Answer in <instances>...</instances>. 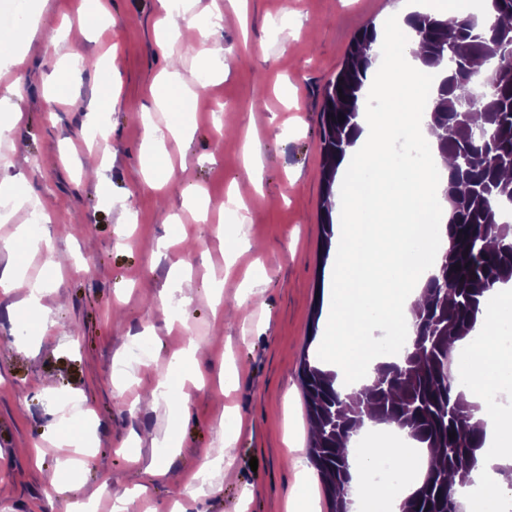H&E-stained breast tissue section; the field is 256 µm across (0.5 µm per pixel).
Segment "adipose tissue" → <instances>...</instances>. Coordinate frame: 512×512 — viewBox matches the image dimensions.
<instances>
[{"label": "adipose tissue", "instance_id": "1", "mask_svg": "<svg viewBox=\"0 0 512 512\" xmlns=\"http://www.w3.org/2000/svg\"><path fill=\"white\" fill-rule=\"evenodd\" d=\"M411 12L410 6H401L381 41L378 91L386 117L360 114V132L336 181V307L322 342L343 378L353 377L358 368L371 378L378 365L394 362V355L375 351L377 339L392 338L398 330L413 336L412 307L448 246V207L439 192L447 184L448 161L437 150V134L427 121L439 78L415 57L413 44L397 40L398 33L407 32ZM402 130L422 137L429 150L427 167L389 163V145ZM23 289L28 295L17 311L20 323L44 321L41 290L28 287L16 267L0 272V292ZM506 366L512 368V352L483 342L468 344L460 363L461 371L480 386L498 382ZM484 431L486 450L473 473L476 495L468 512H486L489 504L512 501V476L506 472L512 464V418L496 417ZM349 453L354 512H377L379 503H400L414 491L411 483L394 489L374 482L382 463L374 449L353 447Z\"/></svg>", "mask_w": 512, "mask_h": 512}]
</instances>
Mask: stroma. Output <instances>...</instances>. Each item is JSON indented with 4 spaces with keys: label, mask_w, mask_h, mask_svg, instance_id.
<instances>
[{
    "label": "stroma",
    "mask_w": 512,
    "mask_h": 512,
    "mask_svg": "<svg viewBox=\"0 0 512 512\" xmlns=\"http://www.w3.org/2000/svg\"><path fill=\"white\" fill-rule=\"evenodd\" d=\"M389 2L213 0L204 11L198 0H182L168 13L159 0H110L106 25L72 42L61 22L77 21L83 0H25L26 13L44 8L45 22L20 65L0 71V88L17 82L24 113L20 130L0 140V154L16 164L0 170V183L22 171L24 194L39 205L14 208L0 222V240L16 239L38 211L48 219L51 250L0 251V270L18 262L44 285L49 325L20 328V294L0 293V512H113L123 494L127 512H170L175 481L194 491L188 512H235L241 502L247 512H286L305 480L316 512H328L308 452L300 381L304 358L320 351L312 328L326 326L334 303L321 289L334 262L322 257L320 111L354 35L370 23L386 26ZM211 14L223 18L224 69L204 76L184 32L191 18ZM285 27L295 38H282ZM60 64L81 71L62 98L53 92ZM173 69L190 95L154 121L191 133L167 139L172 177L155 190L145 182L141 113L152 105L155 77ZM108 77L117 95L101 112ZM95 127L103 133L104 185L82 167L96 150ZM248 141L260 151L249 167ZM231 188L243 213L221 205ZM216 283L223 303H237L233 316H213ZM164 292L177 303L168 319L157 309ZM192 338L211 345L188 401L122 402L117 371L131 395L142 394L170 375ZM136 339L147 340L148 359L131 356ZM86 417L91 464L69 469L70 488L55 492L45 476L65 455L54 437ZM168 437L177 450L164 448ZM218 448L221 465L198 484L200 461ZM153 460L168 477L147 474Z\"/></svg>",
    "instance_id": "obj_1"
}]
</instances>
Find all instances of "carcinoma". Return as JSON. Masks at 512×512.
<instances>
[{"label": "carcinoma", "instance_id": "1", "mask_svg": "<svg viewBox=\"0 0 512 512\" xmlns=\"http://www.w3.org/2000/svg\"><path fill=\"white\" fill-rule=\"evenodd\" d=\"M500 22L484 26L473 13L439 19L409 16L412 41L423 62L445 74L430 108V127L442 131L439 149L452 170L444 196L449 247L427 283V297L413 308L415 336L397 363L376 368L368 384L342 399L338 375L306 358L302 387L312 424L311 461L330 502V512H351L350 438L365 424H396L407 438L432 450L431 464L401 512H461L460 490L484 445L481 406L468 402L448 362L456 344L472 337L485 294L512 283V0H492ZM377 33L368 24L354 36L346 61L324 88L321 134V226L324 255L335 236L333 187L354 144ZM478 103L495 147L476 136L466 112ZM343 121H338L339 116ZM460 270H455V265Z\"/></svg>", "mask_w": 512, "mask_h": 512}]
</instances>
